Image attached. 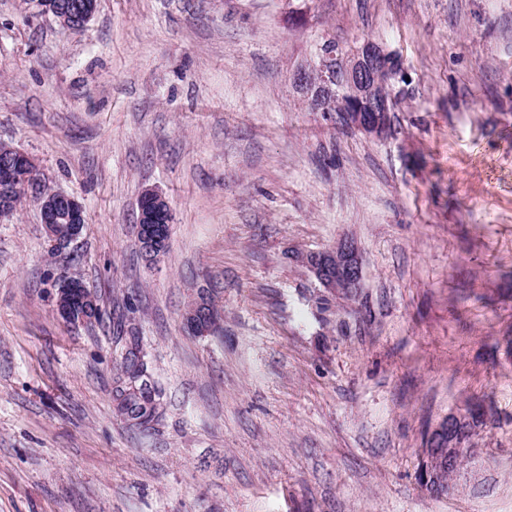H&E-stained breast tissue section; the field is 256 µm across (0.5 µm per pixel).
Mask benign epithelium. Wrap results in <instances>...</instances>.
<instances>
[{"mask_svg": "<svg viewBox=\"0 0 512 512\" xmlns=\"http://www.w3.org/2000/svg\"><path fill=\"white\" fill-rule=\"evenodd\" d=\"M56 12L62 23L71 30L83 28L91 15L71 12L65 5L58 4ZM396 73L405 77L401 58L382 47L366 40L337 59L336 72L322 71L319 80L313 81V73L303 70L296 73L295 84L304 100L313 104L316 111L325 110L324 95L331 84L345 88L352 95L351 105L339 116L340 123L358 131L381 138L390 127V112L395 110L398 99L379 80L382 73ZM137 224V243L146 261L152 262L168 247L170 211L165 197L154 189L142 194ZM41 222L47 238L56 243L60 234V223H66L65 242H74L82 236L80 224L83 204L74 196L60 190H49L37 200ZM319 283L330 291H343L356 297L363 287L362 260L359 248L349 237H340L328 250L310 252L301 257ZM55 306L58 316L67 323H87L94 320L96 296L85 289L83 283L69 278L57 288ZM218 307H203L193 303L185 313L191 325L199 327L198 336L212 334L211 320L216 317ZM477 415L474 410L451 412L440 420L421 449L419 482L423 489L431 491L443 474L453 475L466 446V439L460 434V426Z\"/></svg>", "mask_w": 512, "mask_h": 512, "instance_id": "7a95c632", "label": "benign epithelium"}]
</instances>
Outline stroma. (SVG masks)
Returning <instances> with one entry per match:
<instances>
[{
    "label": "stroma",
    "mask_w": 512,
    "mask_h": 512,
    "mask_svg": "<svg viewBox=\"0 0 512 512\" xmlns=\"http://www.w3.org/2000/svg\"><path fill=\"white\" fill-rule=\"evenodd\" d=\"M323 33L401 56L386 137L303 102ZM0 142L87 215L69 263L33 201L0 220V512H512V0H98L78 33L0 0ZM343 236L354 298L295 258ZM72 275L101 321L57 316ZM201 288L222 334L185 328ZM130 326L164 389L145 431L112 402ZM473 403L430 495L425 438ZM142 201L137 218L136 237L146 261L152 262L168 247L170 211L165 197L154 189L145 190ZM157 216L164 218V224H154Z\"/></svg>",
    "instance_id": "35a3bbf8"
}]
</instances>
